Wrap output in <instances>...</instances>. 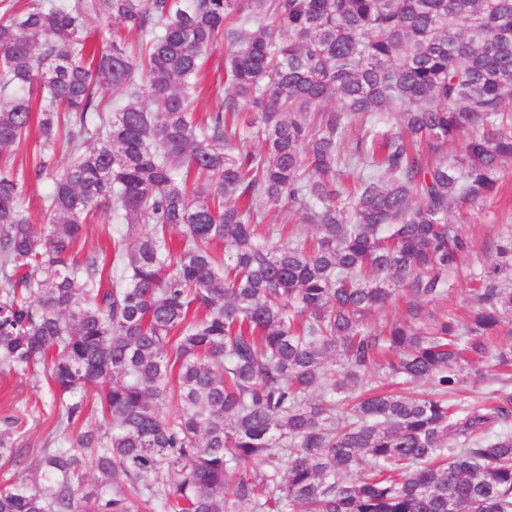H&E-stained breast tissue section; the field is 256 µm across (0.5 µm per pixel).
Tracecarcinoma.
I'll list each match as a JSON object with an SVG mask.
<instances>
[{
	"mask_svg": "<svg viewBox=\"0 0 512 512\" xmlns=\"http://www.w3.org/2000/svg\"><path fill=\"white\" fill-rule=\"evenodd\" d=\"M89 17L137 40L93 45ZM0 92V372L42 369L55 421L0 512H78L87 460L96 512H512V347L480 366L512 335V234L466 318L424 312L471 250L448 210L512 160V0H0ZM283 201L318 236L264 223ZM102 216L136 231L107 267L78 258ZM466 374L490 402L450 403ZM91 388L109 427L78 432ZM22 425L0 419V470ZM224 46H217L207 56L206 78L198 88L199 112L211 108L216 96L224 99ZM51 189V182L42 180L38 182H31L29 185V191L24 201L25 210H27L32 216H37L42 203L43 198Z\"/></svg>",
	"mask_w": 512,
	"mask_h": 512,
	"instance_id": "obj_1",
	"label": "carcinoma"
}]
</instances>
